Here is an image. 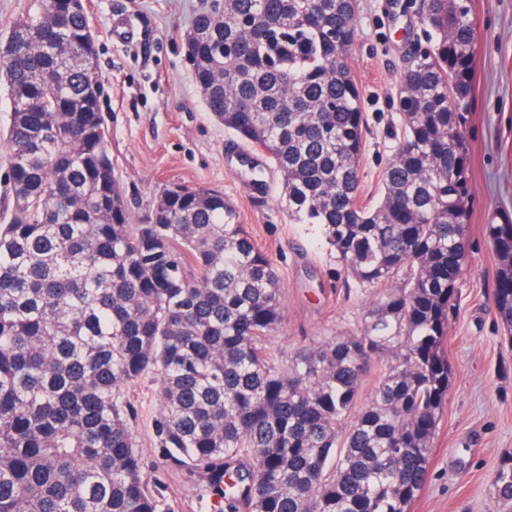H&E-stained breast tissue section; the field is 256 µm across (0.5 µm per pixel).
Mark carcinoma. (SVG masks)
Wrapping results in <instances>:
<instances>
[{
  "label": "carcinoma",
  "instance_id": "1",
  "mask_svg": "<svg viewBox=\"0 0 512 512\" xmlns=\"http://www.w3.org/2000/svg\"><path fill=\"white\" fill-rule=\"evenodd\" d=\"M470 0H419L427 41L400 73L399 129L374 205L359 200L367 124L348 65L356 0H212L186 33L209 111L262 149L295 224L378 289L360 333L288 358L272 258L224 195L162 189L132 223L102 133L88 16L33 0L0 72L13 115L0 224V512H175L123 388L161 379L153 431L215 512H409L448 395L444 351L467 257ZM512 334V217L484 226ZM375 371L372 398L361 389ZM494 499L512 512V453Z\"/></svg>",
  "mask_w": 512,
  "mask_h": 512
}]
</instances>
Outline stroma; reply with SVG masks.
I'll list each match as a JSON object with an SVG mask.
<instances>
[{
	"label": "stroma",
	"mask_w": 512,
	"mask_h": 512,
	"mask_svg": "<svg viewBox=\"0 0 512 512\" xmlns=\"http://www.w3.org/2000/svg\"><path fill=\"white\" fill-rule=\"evenodd\" d=\"M204 0H88V16L105 87L101 112L112 169L134 218L144 217L161 188L176 182L224 193L242 224L275 262L283 323L272 336L282 352L334 336L356 335L374 292L335 284L336 264L317 225L289 220L282 177L268 169L262 197L230 147L237 138L207 108L187 58L185 33ZM135 36L119 39L116 18ZM478 42L466 130L472 197L468 257L449 315L445 350L451 374L434 436L427 480L410 512H495L492 474L512 453V338L494 310L497 258L484 226L512 213V0H472ZM359 36L349 66L364 97L367 143L361 161L363 202L382 192V171L395 143L394 99L406 53L424 27L392 0H357ZM160 378L125 386L137 415L131 426L147 463L145 477L167 487L175 512H201L197 477L166 465L151 421Z\"/></svg>",
	"instance_id": "1"
}]
</instances>
